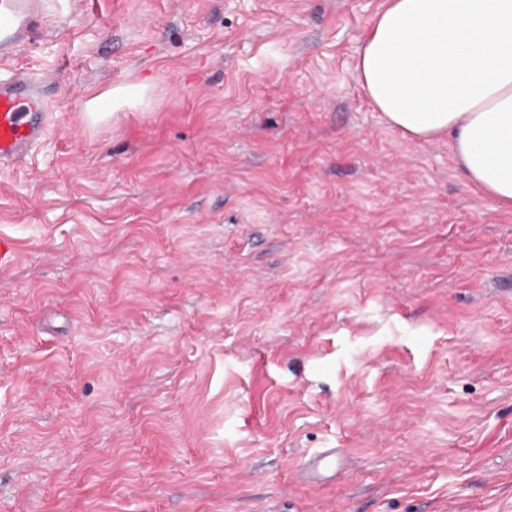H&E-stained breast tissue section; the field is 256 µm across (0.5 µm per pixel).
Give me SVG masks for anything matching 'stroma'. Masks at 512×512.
<instances>
[{
    "mask_svg": "<svg viewBox=\"0 0 512 512\" xmlns=\"http://www.w3.org/2000/svg\"><path fill=\"white\" fill-rule=\"evenodd\" d=\"M30 3L0 78H53V120L0 166V512H512V211L372 106L385 0ZM145 85L129 86L109 90L97 95L85 104V116L92 124L105 121L112 117V112L123 104H129L140 98L145 90Z\"/></svg>",
    "mask_w": 512,
    "mask_h": 512,
    "instance_id": "1",
    "label": "stroma"
}]
</instances>
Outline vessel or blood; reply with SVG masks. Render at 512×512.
<instances>
[{
  "mask_svg": "<svg viewBox=\"0 0 512 512\" xmlns=\"http://www.w3.org/2000/svg\"><path fill=\"white\" fill-rule=\"evenodd\" d=\"M49 101L32 76L0 79V164L26 155L47 134Z\"/></svg>",
  "mask_w": 512,
  "mask_h": 512,
  "instance_id": "obj_1",
  "label": "vessel or blood"
}]
</instances>
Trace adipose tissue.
Masks as SVG:
<instances>
[{"label": "adipose tissue", "instance_id": "adipose-tissue-1", "mask_svg": "<svg viewBox=\"0 0 512 512\" xmlns=\"http://www.w3.org/2000/svg\"><path fill=\"white\" fill-rule=\"evenodd\" d=\"M358 79L388 126L447 138L471 185L512 211V0H387L357 57ZM143 86L85 104L96 124Z\"/></svg>", "mask_w": 512, "mask_h": 512}]
</instances>
